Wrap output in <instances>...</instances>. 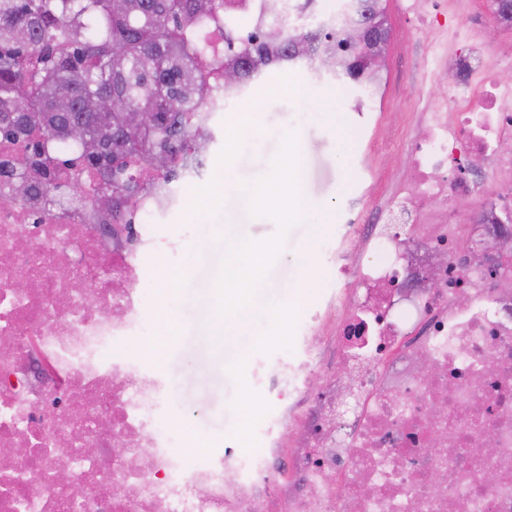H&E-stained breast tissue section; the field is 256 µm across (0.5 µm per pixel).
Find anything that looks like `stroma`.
<instances>
[{"label":"stroma","mask_w":512,"mask_h":512,"mask_svg":"<svg viewBox=\"0 0 512 512\" xmlns=\"http://www.w3.org/2000/svg\"><path fill=\"white\" fill-rule=\"evenodd\" d=\"M402 3H385L390 37L383 81L372 89L369 109L351 107L360 90L340 88L311 67L272 68L215 115L205 171L174 184L189 204L162 212L159 232L165 236L170 225H181L187 239L181 248L157 254L145 283L148 334L129 337L124 346L133 369L152 368L162 379L165 413L186 453L221 451L240 420L233 407L238 385L227 367L213 360L198 325V303L214 300L220 266L211 240L226 230L260 242L278 231L272 218L226 208L227 200L237 198L238 184L268 175L282 137L296 133L305 192L329 219L315 239L308 224L290 229L268 274L272 284L288 289V302L299 314L294 326L299 335L305 312L325 306L336 294V269L329 259L344 231L346 211L383 205L405 178L407 146L421 130L415 100L438 104L448 86L445 75L429 69L425 49L431 44L454 49L457 22L423 24L404 14ZM330 109L338 114L333 124L323 119Z\"/></svg>","instance_id":"obj_1"}]
</instances>
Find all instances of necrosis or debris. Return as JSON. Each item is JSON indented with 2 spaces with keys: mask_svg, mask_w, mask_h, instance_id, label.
Here are the masks:
<instances>
[{
  "mask_svg": "<svg viewBox=\"0 0 512 512\" xmlns=\"http://www.w3.org/2000/svg\"><path fill=\"white\" fill-rule=\"evenodd\" d=\"M478 0L457 20L464 50L432 52L448 77V112L422 115L408 146L410 183L351 217L372 261L338 254L336 367L307 398L304 354L254 363L269 388L256 445L186 455L164 418L150 371L114 352L141 335L135 288L115 279L148 268L166 245L151 206L138 212V253L112 251L83 221L34 212L0 194V512H512V50L490 49ZM472 198L476 223L432 213ZM430 229L416 235L413 224ZM96 288L66 293L75 279ZM22 280L35 290H17ZM49 362L40 389L33 359ZM431 375H424L423 366ZM296 424L292 451L280 427ZM440 435L453 439L430 453ZM128 451L115 456L114 443ZM71 470L60 479L59 456ZM494 482H485L486 473ZM83 486L72 497V485Z\"/></svg>",
  "mask_w": 512,
  "mask_h": 512,
  "instance_id": "1",
  "label": "necrosis or debris"
}]
</instances>
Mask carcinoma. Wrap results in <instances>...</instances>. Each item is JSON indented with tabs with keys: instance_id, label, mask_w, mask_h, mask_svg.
<instances>
[{
	"instance_id": "1",
	"label": "carcinoma",
	"mask_w": 512,
	"mask_h": 512,
	"mask_svg": "<svg viewBox=\"0 0 512 512\" xmlns=\"http://www.w3.org/2000/svg\"><path fill=\"white\" fill-rule=\"evenodd\" d=\"M320 0H268L266 18L241 40L234 0H0V141L40 145L10 166L8 191L41 207L60 203L56 163L94 187L80 206L91 222L132 223L145 202L167 204L174 181L203 168L210 122L272 67L319 61L340 85L371 88L380 70L340 33L375 23L389 36L384 0H339L327 22ZM130 112L148 115L136 133ZM86 128L82 138L71 127ZM77 153L60 158L61 149Z\"/></svg>"
}]
</instances>
